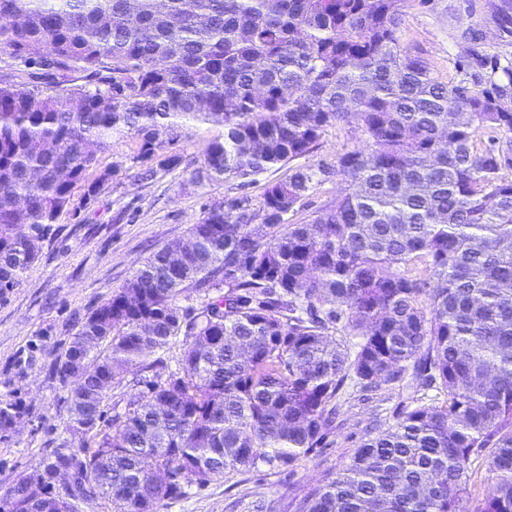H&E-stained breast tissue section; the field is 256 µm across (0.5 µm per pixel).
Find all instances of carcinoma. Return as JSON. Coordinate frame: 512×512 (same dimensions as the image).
Masks as SVG:
<instances>
[{"label":"carcinoma","mask_w":512,"mask_h":512,"mask_svg":"<svg viewBox=\"0 0 512 512\" xmlns=\"http://www.w3.org/2000/svg\"><path fill=\"white\" fill-rule=\"evenodd\" d=\"M401 23L402 0H0V296L104 189L111 172H87L115 135L150 174L181 165L161 150L191 123L224 127L199 184L289 166L259 203L211 205L192 248L157 249L79 322L52 366L62 431L0 512H160L241 467L285 468L334 428L349 380L409 404L302 512H512V67L495 80L471 49L445 82ZM334 123L369 145L337 160L347 192L290 224L321 174L292 162ZM488 129L505 146L478 150ZM190 285L197 308L179 305ZM178 342L175 367L149 360ZM432 388L442 401L419 397ZM24 412L0 399V435ZM481 452L494 491L471 511Z\"/></svg>","instance_id":"cac0c4a2"}]
</instances>
